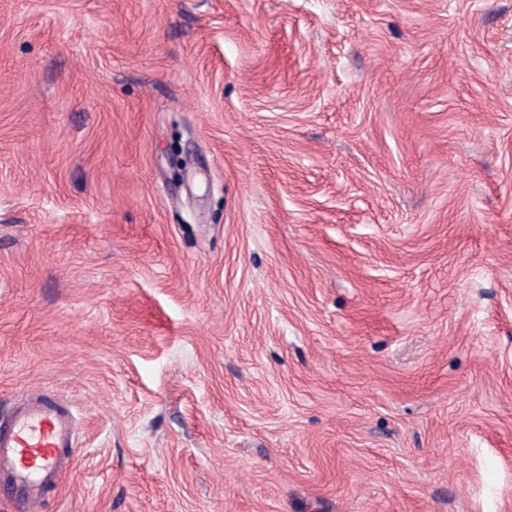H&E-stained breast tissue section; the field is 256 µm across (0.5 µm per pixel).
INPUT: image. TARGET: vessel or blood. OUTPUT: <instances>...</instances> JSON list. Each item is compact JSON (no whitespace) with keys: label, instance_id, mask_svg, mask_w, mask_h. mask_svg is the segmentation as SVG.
Returning a JSON list of instances; mask_svg holds the SVG:
<instances>
[{"label":"vessel or blood","instance_id":"1","mask_svg":"<svg viewBox=\"0 0 512 512\" xmlns=\"http://www.w3.org/2000/svg\"><path fill=\"white\" fill-rule=\"evenodd\" d=\"M75 446L70 411L48 394H37L0 431V491L36 505L62 474L64 451Z\"/></svg>","mask_w":512,"mask_h":512}]
</instances>
